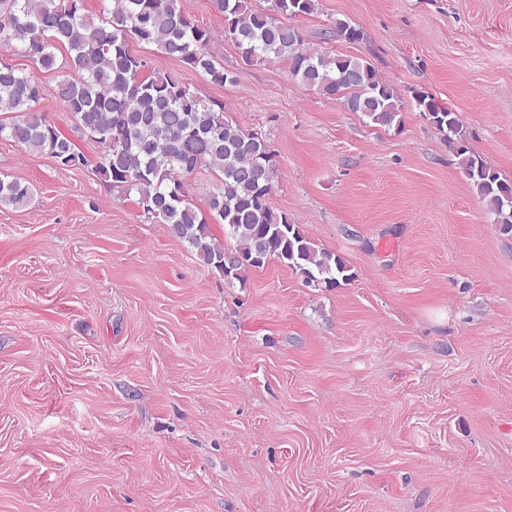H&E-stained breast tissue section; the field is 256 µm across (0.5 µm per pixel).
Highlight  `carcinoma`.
<instances>
[{
  "mask_svg": "<svg viewBox=\"0 0 512 512\" xmlns=\"http://www.w3.org/2000/svg\"><path fill=\"white\" fill-rule=\"evenodd\" d=\"M100 14L86 0H0V52H18L39 70L59 72L56 95L90 140L101 147L97 172L112 187L137 194L147 219L166 225L207 267L224 279L245 281L248 271L277 261L312 288H336L355 274L340 255L316 248L274 209L277 170L261 135L243 128L219 103H207L174 75L148 72L134 54V40L153 45L210 83L235 82L210 52L216 32L181 7V0H102ZM222 14L221 36L244 64L285 59L294 80L339 99L351 112L383 126H401L403 101L361 58L304 47L300 30L281 17L308 16L316 0H273L263 10L250 0H213ZM336 37L362 39L349 21L335 22ZM67 50L57 63L55 50ZM34 73L0 59V139L26 152L49 154L66 168L87 163L74 143L40 112ZM416 108L448 140L460 169L486 203L494 223L512 233V182L474 154L459 114L424 91H413ZM206 167L219 173L203 213L187 199L182 178ZM31 187L0 176V206L27 205ZM224 226V239L209 220Z\"/></svg>",
  "mask_w": 512,
  "mask_h": 512,
  "instance_id": "cac0c4a2",
  "label": "carcinoma"
}]
</instances>
